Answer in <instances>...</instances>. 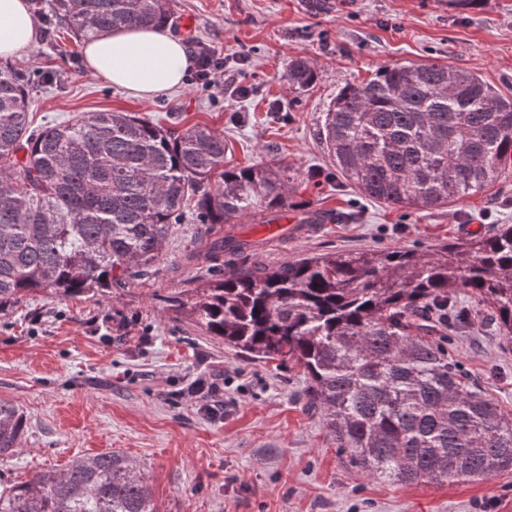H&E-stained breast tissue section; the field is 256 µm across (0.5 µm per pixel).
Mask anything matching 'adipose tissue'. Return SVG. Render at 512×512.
Masks as SVG:
<instances>
[{
	"instance_id": "1",
	"label": "adipose tissue",
	"mask_w": 512,
	"mask_h": 512,
	"mask_svg": "<svg viewBox=\"0 0 512 512\" xmlns=\"http://www.w3.org/2000/svg\"><path fill=\"white\" fill-rule=\"evenodd\" d=\"M36 41L28 0H0V57H27ZM83 62L92 75L145 100L178 89L189 66L179 37L165 29L145 28H121L89 38Z\"/></svg>"
}]
</instances>
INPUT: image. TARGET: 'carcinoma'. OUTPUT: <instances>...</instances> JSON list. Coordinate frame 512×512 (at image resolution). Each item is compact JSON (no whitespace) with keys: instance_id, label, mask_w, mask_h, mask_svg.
Segmentation results:
<instances>
[{"instance_id":"1","label":"carcinoma","mask_w":512,"mask_h":512,"mask_svg":"<svg viewBox=\"0 0 512 512\" xmlns=\"http://www.w3.org/2000/svg\"><path fill=\"white\" fill-rule=\"evenodd\" d=\"M52 12L80 40L174 21L173 0H52ZM317 78L305 57L288 66L290 90ZM30 91L25 74L0 66V314L27 296L96 297L148 274L193 199L214 275L170 295V310L239 353L299 366L342 460L390 484L512 471V418L461 371L442 335L469 321L464 295L512 342V224L421 251L224 265V252L253 248L224 225L287 207L288 167L232 166L221 135L128 112H84L35 132ZM319 134L362 195L431 210L509 168L512 97L461 67L385 65L339 90ZM27 424L0 399V456L17 451ZM0 512L158 510L137 466L104 452L0 483Z\"/></svg>"}]
</instances>
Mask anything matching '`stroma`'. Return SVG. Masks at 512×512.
I'll return each mask as SVG.
<instances>
[{
	"label": "stroma",
	"instance_id": "35a3bbf8",
	"mask_svg": "<svg viewBox=\"0 0 512 512\" xmlns=\"http://www.w3.org/2000/svg\"><path fill=\"white\" fill-rule=\"evenodd\" d=\"M170 31L191 52L224 64L227 93L184 81L152 100L128 96L88 74L83 45L47 14L23 71L34 88V125L84 112H130L161 125L200 124L220 133L230 164L289 166L286 210L272 223L245 217L238 238L256 242L228 264L276 267L337 250H427L512 224V168L489 188L445 207L396 210L361 195L336 170L317 130L346 84L383 65L439 62L472 71L512 95V0H175ZM310 58L313 86L292 95L289 62ZM202 225H175L149 275L105 297L41 295L0 314V398L28 418L16 453L0 457V481L21 483L74 458L112 451L140 469L158 512H512V472L482 480L392 485L344 464L307 382L291 363L246 358L174 318L166 296L204 284ZM448 336L452 359L512 416V343L489 312ZM220 387L212 411L188 391Z\"/></svg>",
	"mask_w": 512,
	"mask_h": 512
}]
</instances>
